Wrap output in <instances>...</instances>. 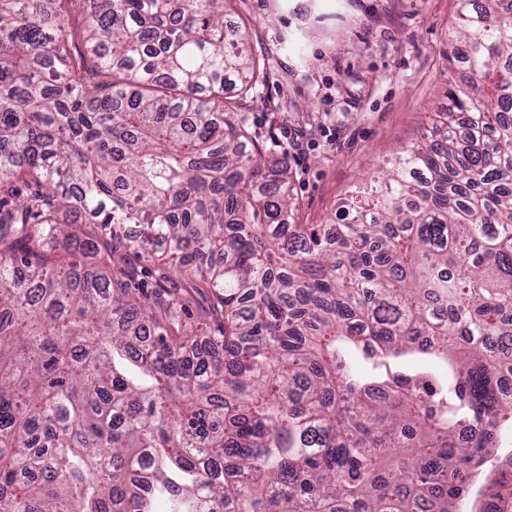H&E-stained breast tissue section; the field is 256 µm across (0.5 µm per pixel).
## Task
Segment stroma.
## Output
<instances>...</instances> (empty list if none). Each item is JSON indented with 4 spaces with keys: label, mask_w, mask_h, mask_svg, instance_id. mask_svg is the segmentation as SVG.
Returning <instances> with one entry per match:
<instances>
[{
    "label": "stroma",
    "mask_w": 512,
    "mask_h": 512,
    "mask_svg": "<svg viewBox=\"0 0 512 512\" xmlns=\"http://www.w3.org/2000/svg\"><path fill=\"white\" fill-rule=\"evenodd\" d=\"M265 74L246 99L247 130L286 155L294 221L324 224L344 199L385 173L403 147L431 136L461 72L448 59L457 0H235ZM133 286L183 294L156 261L131 253Z\"/></svg>",
    "instance_id": "stroma-1"
}]
</instances>
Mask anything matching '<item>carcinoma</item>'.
Segmentation results:
<instances>
[{
  "instance_id": "obj_1",
  "label": "carcinoma",
  "mask_w": 512,
  "mask_h": 512,
  "mask_svg": "<svg viewBox=\"0 0 512 512\" xmlns=\"http://www.w3.org/2000/svg\"><path fill=\"white\" fill-rule=\"evenodd\" d=\"M228 2L0 0V512H462L488 464L507 512L512 0H459L439 139L331 224L224 101L263 75ZM120 256L123 259V264L134 270L133 287L147 288L146 290L149 292L156 290V288H167L165 290L174 295L183 294L185 289L192 291L189 280L179 274H174L165 281H159L157 270L158 266L162 264L160 260L153 261L140 258L133 253L124 251H120Z\"/></svg>"
}]
</instances>
